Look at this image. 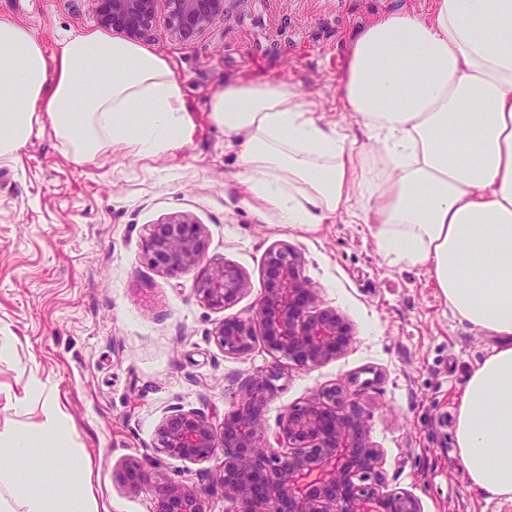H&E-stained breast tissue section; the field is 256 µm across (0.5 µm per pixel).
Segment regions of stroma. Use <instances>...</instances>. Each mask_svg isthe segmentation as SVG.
<instances>
[{"instance_id":"35a3bbf8","label":"stroma","mask_w":512,"mask_h":512,"mask_svg":"<svg viewBox=\"0 0 512 512\" xmlns=\"http://www.w3.org/2000/svg\"><path fill=\"white\" fill-rule=\"evenodd\" d=\"M428 3L236 0L189 43L157 19L149 46L183 82L196 121L189 144L150 163L108 152L79 164L45 133L0 160V334L13 340L0 359V435L41 422L43 401L54 400L110 512H152L150 487L128 493L116 473L129 461L153 466L170 408L221 425L238 383L274 364L260 341L248 354L224 353L212 330L251 315L266 252L285 242L354 339L322 367L285 368L265 409L268 431L285 409L341 387L362 408L388 489L415 495L421 512H512V503L478 498L455 448L460 387L491 339L451 315L423 270L388 265L369 225L341 214L308 230L258 215L239 193L236 155L208 117L227 83L284 81L338 119L337 81L360 29L391 8L421 12ZM2 18L32 28L49 53L68 30L95 26L87 0H0ZM178 212L204 225L208 259L245 273L249 290L236 304L211 308L193 295V274L174 278L144 261L147 225ZM222 461L166 458L153 468L162 479L207 484Z\"/></svg>"}]
</instances>
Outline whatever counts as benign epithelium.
<instances>
[{"label":"benign epithelium","mask_w":512,"mask_h":512,"mask_svg":"<svg viewBox=\"0 0 512 512\" xmlns=\"http://www.w3.org/2000/svg\"><path fill=\"white\" fill-rule=\"evenodd\" d=\"M96 23L133 42L153 29L164 6L167 29L184 42L224 16L227 0H88ZM207 233L186 214L149 225L142 240L147 264L170 277L199 270L193 294L224 309L248 291L236 265L206 260ZM266 284L254 315L224 319L212 331L224 353H249L257 339L277 358L266 373L247 377L224 412L221 428L203 413L180 406L156 429L154 451L170 459L202 461L220 452L224 463L216 483L229 504L225 512H421L418 498L385 490L381 452L358 402L342 388L330 387L288 408L267 432L264 411L280 376V362L309 370L347 351L350 325L332 307H323L302 276L300 257L286 243L272 245L265 257ZM129 493L149 484L138 462L117 472ZM208 485L167 479L156 485L154 512H209Z\"/></svg>","instance_id":"1"}]
</instances>
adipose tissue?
Segmentation results:
<instances>
[{
    "mask_svg": "<svg viewBox=\"0 0 512 512\" xmlns=\"http://www.w3.org/2000/svg\"><path fill=\"white\" fill-rule=\"evenodd\" d=\"M356 126L326 118L295 86L230 83L211 123L238 159L243 200L279 224L346 213L372 225L392 266L426 272L453 316L491 339L455 410L457 454L475 493L512 502V0H432L362 28L336 88ZM373 141L357 143L355 129ZM196 124L166 57L77 29L45 54L29 27L0 19V159L50 133L76 162L110 152L152 161ZM49 410L35 431L0 437L10 457L59 443ZM62 497L0 477V512H100L81 449Z\"/></svg>",
    "mask_w": 512,
    "mask_h": 512,
    "instance_id": "adipose-tissue-1",
    "label": "adipose tissue"
}]
</instances>
